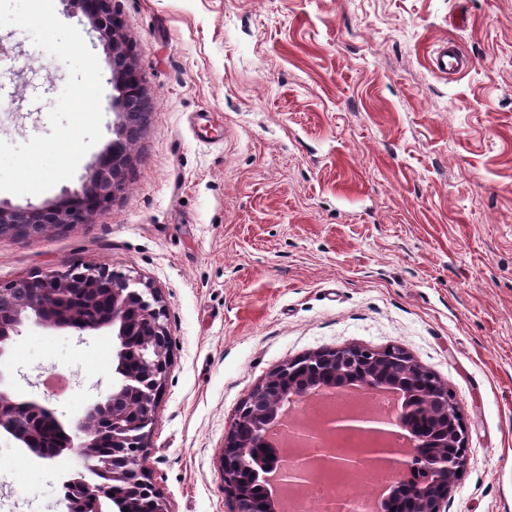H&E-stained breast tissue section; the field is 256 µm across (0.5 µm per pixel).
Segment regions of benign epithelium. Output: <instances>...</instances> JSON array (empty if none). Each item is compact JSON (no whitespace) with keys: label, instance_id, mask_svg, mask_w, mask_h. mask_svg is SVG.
Returning a JSON list of instances; mask_svg holds the SVG:
<instances>
[{"label":"benign epithelium","instance_id":"7a95c632","mask_svg":"<svg viewBox=\"0 0 512 512\" xmlns=\"http://www.w3.org/2000/svg\"><path fill=\"white\" fill-rule=\"evenodd\" d=\"M76 7L87 20L102 44L109 60H119L120 66L110 68L112 85L113 139L97 156L87 180L81 188L39 207H0V228L23 238L42 235L46 228L84 224L101 212L125 185V171L130 162L129 113L123 104L136 92L143 94L141 78L131 47L122 33V21L112 12V0H75ZM71 265L65 273L30 277L33 299L20 303L11 312L0 311V358L3 357L20 328L29 322L68 330L112 328V363L115 379L112 391L105 398L71 422L77 441L68 447L76 450L88 467L106 478L103 483L89 485L79 479L70 480L77 492L95 497L106 494L111 484H121L125 493L119 509L140 512L145 489L151 490L153 512H169L167 502L151 482L142 464V452L152 430L153 410L163 390L172 364L167 311L158 290L126 272L108 267L88 266L82 270L85 287L111 297V307L102 322H89L63 312L50 319L47 313L52 302L63 297L69 287ZM141 336L146 343L131 346L128 337ZM139 360L134 372L125 370L129 354ZM429 369L419 364L404 349L389 347L374 351L358 346L323 350L293 359L268 376L270 381L288 382V391L270 400L262 417L250 412L248 400L237 410L235 424L225 436L222 457L224 494L233 512H240L239 500L247 496V487L239 473L263 469L286 470L287 458L270 449L266 455L256 454V443L269 445L271 421L280 415L287 402L303 400L314 391H334L348 385L381 389L394 387L402 394L400 420L406 428L409 442L382 427L364 426L366 420L353 415L342 420L326 417L314 427L299 432L315 441L334 443L337 433L350 431L358 437V447L341 456L319 445L293 448L291 454L300 459L298 467L287 470V489L307 483H324L333 488L336 483L350 482L363 462L387 468L395 473L394 489L403 491L404 512H442L443 502L453 485L457 471L466 464L467 430L460 412L452 402L448 387L428 383L424 375ZM16 403L0 390V430L3 429L25 446L35 443L33 433H19L13 424ZM107 413L111 426L112 455H100L94 448L92 428L100 413ZM422 476L415 487L408 485L407 476Z\"/></svg>","mask_w":512,"mask_h":512}]
</instances>
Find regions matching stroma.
<instances>
[{
	"label": "stroma",
	"instance_id": "1",
	"mask_svg": "<svg viewBox=\"0 0 512 512\" xmlns=\"http://www.w3.org/2000/svg\"><path fill=\"white\" fill-rule=\"evenodd\" d=\"M146 119L124 189L87 223L0 235V286L133 271L168 309L172 367L143 464L170 512H230L239 404L280 365L405 349L448 386L467 462L443 512H512V0H112ZM473 65L446 76L436 48ZM66 66L0 28V139L50 134ZM28 207L75 191L101 153ZM15 399L63 422L112 388V332L25 325ZM72 376L64 396L47 373ZM0 434V512H67L86 472Z\"/></svg>",
	"mask_w": 512,
	"mask_h": 512
}]
</instances>
